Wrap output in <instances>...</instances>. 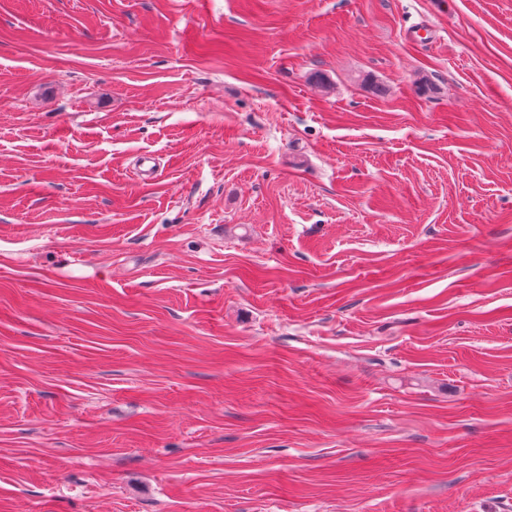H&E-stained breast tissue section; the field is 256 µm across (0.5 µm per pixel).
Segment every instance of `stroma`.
<instances>
[{"label":"stroma","mask_w":512,"mask_h":512,"mask_svg":"<svg viewBox=\"0 0 512 512\" xmlns=\"http://www.w3.org/2000/svg\"><path fill=\"white\" fill-rule=\"evenodd\" d=\"M0 512H512V0H0Z\"/></svg>","instance_id":"1"}]
</instances>
